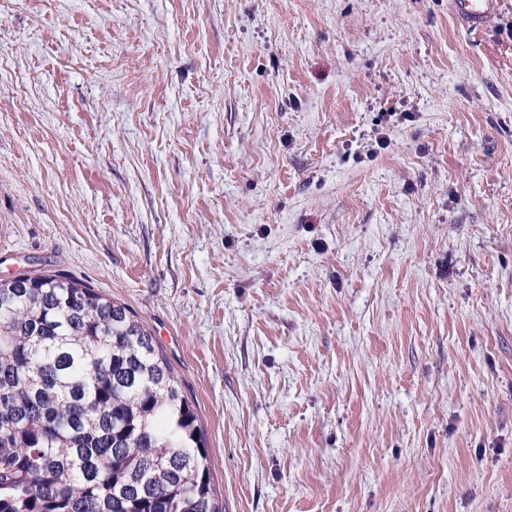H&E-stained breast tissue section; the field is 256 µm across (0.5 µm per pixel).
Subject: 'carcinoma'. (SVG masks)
<instances>
[{"label": "carcinoma", "instance_id": "carcinoma-1", "mask_svg": "<svg viewBox=\"0 0 512 512\" xmlns=\"http://www.w3.org/2000/svg\"><path fill=\"white\" fill-rule=\"evenodd\" d=\"M0 512H223L152 333L63 273L0 280Z\"/></svg>", "mask_w": 512, "mask_h": 512}]
</instances>
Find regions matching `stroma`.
I'll return each mask as SVG.
<instances>
[{
	"mask_svg": "<svg viewBox=\"0 0 512 512\" xmlns=\"http://www.w3.org/2000/svg\"><path fill=\"white\" fill-rule=\"evenodd\" d=\"M150 330L224 512H512V0H0V279ZM454 14L468 28L483 27L500 9V0H453Z\"/></svg>",
	"mask_w": 512,
	"mask_h": 512,
	"instance_id": "35a3bbf8",
	"label": "stroma"
}]
</instances>
